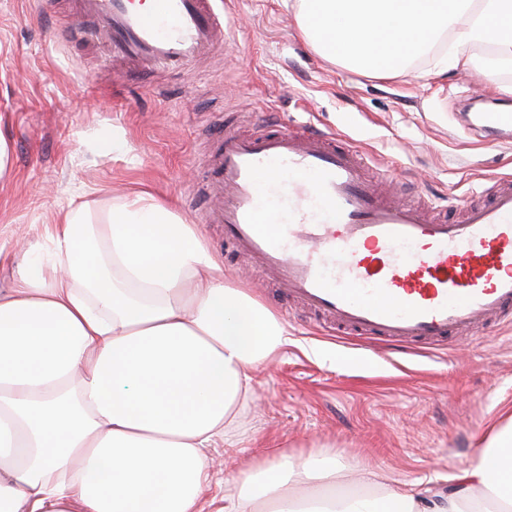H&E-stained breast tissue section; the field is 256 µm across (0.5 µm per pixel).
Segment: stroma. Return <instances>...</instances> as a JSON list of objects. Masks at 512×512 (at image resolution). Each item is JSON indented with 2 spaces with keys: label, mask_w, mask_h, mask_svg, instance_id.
<instances>
[{
  "label": "stroma",
  "mask_w": 512,
  "mask_h": 512,
  "mask_svg": "<svg viewBox=\"0 0 512 512\" xmlns=\"http://www.w3.org/2000/svg\"><path fill=\"white\" fill-rule=\"evenodd\" d=\"M294 2L224 0L237 23L233 49L181 72L131 67L116 87L107 43L75 28L77 0H0V138L10 157L0 174V290L71 201L147 190L177 202L225 281L288 332L287 346L255 371L234 444L211 451L204 512H222L225 484L277 446L336 457L349 476L370 465L388 486L444 487L475 456L478 436L512 414L511 326L427 349L339 336L254 278L250 261L225 248L223 225L202 223L210 129L251 134L268 115L341 133L392 170L400 197L446 210L512 173V142L482 137L462 118L512 105V74L481 65L497 56L492 42L449 54L442 74L426 59L412 75L372 78L321 57L296 26Z\"/></svg>",
  "instance_id": "stroma-1"
}]
</instances>
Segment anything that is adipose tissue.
I'll list each match as a JSON object with an SVG mask.
<instances>
[{
    "label": "adipose tissue",
    "instance_id": "ef3b65f1",
    "mask_svg": "<svg viewBox=\"0 0 512 512\" xmlns=\"http://www.w3.org/2000/svg\"><path fill=\"white\" fill-rule=\"evenodd\" d=\"M48 239V260L0 290V512H202L208 451L233 437L284 326L148 193L68 207ZM478 445L446 492L378 494L366 469L339 493L335 458L279 453L225 490L224 512L512 507V415Z\"/></svg>",
    "mask_w": 512,
    "mask_h": 512
}]
</instances>
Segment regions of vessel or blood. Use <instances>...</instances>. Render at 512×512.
<instances>
[{"mask_svg": "<svg viewBox=\"0 0 512 512\" xmlns=\"http://www.w3.org/2000/svg\"><path fill=\"white\" fill-rule=\"evenodd\" d=\"M114 61L185 68L235 42L216 0H79ZM471 125L512 137V112H477ZM208 168L214 204L201 221L254 259L289 298L340 335L431 347L512 322V176L461 219L396 200L368 153L310 123L249 137L221 128Z\"/></svg>", "mask_w": 512, "mask_h": 512, "instance_id": "vessel-or-blood-1", "label": "vessel or blood"}]
</instances>
